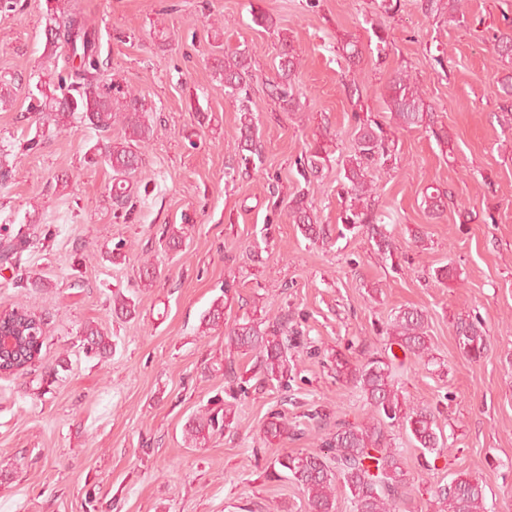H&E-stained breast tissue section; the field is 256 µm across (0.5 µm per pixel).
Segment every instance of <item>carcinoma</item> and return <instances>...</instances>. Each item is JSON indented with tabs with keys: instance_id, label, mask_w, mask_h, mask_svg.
Wrapping results in <instances>:
<instances>
[{
	"instance_id": "1",
	"label": "carcinoma",
	"mask_w": 512,
	"mask_h": 512,
	"mask_svg": "<svg viewBox=\"0 0 512 512\" xmlns=\"http://www.w3.org/2000/svg\"><path fill=\"white\" fill-rule=\"evenodd\" d=\"M46 12L52 24L47 29L46 42L59 50L63 66L55 71L52 87L37 88L30 94L29 110L46 116L56 131L67 129L74 119L88 127L107 132L112 123L124 125V136L118 142L108 141L90 148L89 162L106 164L112 169V200L118 208L130 203V177L142 162L141 149L153 135L152 127L142 114L148 111L145 99L134 91L120 97L112 96V86L100 77L98 33L89 25L75 4L61 0H45ZM494 48L500 57H512V31L494 37ZM300 66L294 48L283 44L277 76L268 82V96L288 112L295 111L293 80ZM224 81L225 94L234 99L248 95L253 80L251 59L245 49L224 53V61L215 70ZM386 109L402 129L430 124L432 108L417 83L406 71L397 72L389 81L383 96ZM357 123L354 152L342 161L343 190L349 204L340 216L344 229L363 227L373 241L377 253L387 258L393 255L392 239L380 226L381 218L371 202L370 169L379 160L388 159L389 137L383 125L370 116H355ZM244 167L260 156L261 145L255 137L253 117L242 109L237 145ZM296 167L302 177L319 172L323 157L319 151L298 157ZM447 195L432 192L425 195L426 210L432 216L445 208ZM290 215L302 235L309 240L324 236L325 228L315 223L305 201V194L296 195L290 202ZM25 241L20 238L0 240V259L21 266ZM6 318L19 328L35 331L21 339L15 361L4 365V373L24 372L39 358L43 342L42 327L31 325L32 314L13 307ZM224 323V300L218 298L203 314L201 324L213 329ZM427 315L421 309L404 308L394 318L387 336L390 344L398 345L417 361L431 363L433 356L427 334ZM462 354L470 361L480 360L487 350L488 336L478 321L460 318L455 323ZM83 350L91 357H105L112 352V341L96 326L87 325L83 331ZM224 338L231 348L252 354L259 362L261 382L283 384L288 380V321L276 317L236 320L225 328ZM336 376L356 384L363 393L370 414L358 423H342L322 441L327 453H299L275 459L279 467L290 473L302 491L308 512H336L340 493L350 495L355 512H395L396 504L405 494L406 471L401 451L392 446L388 428L394 424L404 427L414 446L440 457L447 452L442 430L433 409L414 404L399 394L392 374V359L386 356L369 358L354 366L336 358ZM236 422L235 403L215 399L211 406L189 418L185 425L188 441L198 445L215 433L228 430ZM268 439L288 435V423L273 417L264 427ZM433 497L440 512H483L485 485L470 475L460 474L450 483L437 488Z\"/></svg>"
}]
</instances>
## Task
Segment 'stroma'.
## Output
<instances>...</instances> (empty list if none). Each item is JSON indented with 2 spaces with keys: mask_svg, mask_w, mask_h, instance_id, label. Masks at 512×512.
<instances>
[{
  "mask_svg": "<svg viewBox=\"0 0 512 512\" xmlns=\"http://www.w3.org/2000/svg\"><path fill=\"white\" fill-rule=\"evenodd\" d=\"M99 33L106 81L152 106L154 133L130 182L132 208L117 209L112 170L87 161L96 142L124 135L84 125L43 131L27 91L51 72L45 0H20L0 16V76L15 100L0 109V152L16 172L0 183V238L30 241L23 260L34 288L0 261V309L26 306L44 323L35 366L0 375V512H307L286 477L283 454L318 451L337 423L362 421L366 401L337 377L336 355L360 365L383 354L398 311L428 315L434 360L398 353L393 374L409 399L438 410L449 448L434 457L408 433V494L400 512H438L431 492L462 473L486 487L485 512H512V114L500 111L512 63L493 48L512 25V0H466L463 22L424 12L419 0H76ZM267 25L253 21L256 14ZM389 45L377 52V31ZM359 41L350 63L339 46ZM301 59L299 108L268 97L283 42ZM247 50L255 78L248 107L262 163L245 171L235 144L239 104L215 74L225 51ZM410 71L433 109V127L395 125L382 95ZM390 130L391 157L373 171L375 208L391 232L390 259L365 233L339 231L340 161L354 145L357 108ZM38 149L27 150L31 138ZM322 149L328 162L303 179L294 161ZM447 193L437 217L427 189ZM304 192L327 236L305 239L288 215ZM184 233L171 249L172 231ZM125 261L108 254L118 241ZM156 270L142 287L144 263ZM454 269L440 281L436 268ZM133 300L116 314L113 293ZM226 297V321L254 315L288 321L291 376L260 383L254 356L227 347L201 318ZM479 317L489 336L476 363L463 357L454 323ZM112 338L104 359L86 357L85 325ZM216 359L234 375L208 372ZM235 396L234 428L192 445L188 419L209 400ZM283 416L291 436L266 440Z\"/></svg>",
  "mask_w": 512,
  "mask_h": 512,
  "instance_id": "stroma-1",
  "label": "stroma"
}]
</instances>
